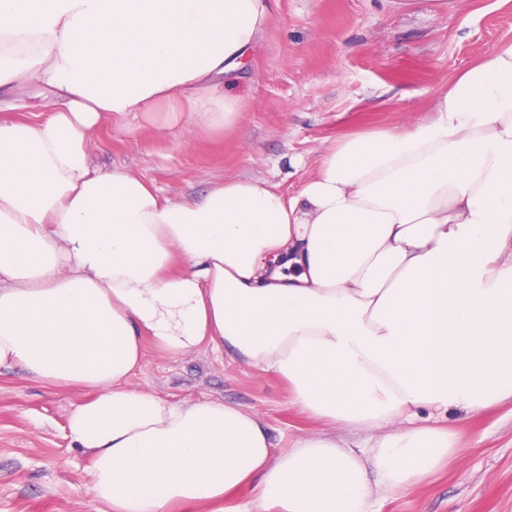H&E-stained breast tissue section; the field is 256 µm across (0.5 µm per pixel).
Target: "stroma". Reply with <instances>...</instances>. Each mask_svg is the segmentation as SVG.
<instances>
[{
    "label": "stroma",
    "mask_w": 512,
    "mask_h": 512,
    "mask_svg": "<svg viewBox=\"0 0 512 512\" xmlns=\"http://www.w3.org/2000/svg\"><path fill=\"white\" fill-rule=\"evenodd\" d=\"M509 38L512 0H277L234 88L247 105L230 129L169 128L157 112L107 124L91 155L174 198L229 177L293 193L334 140L426 119L442 85ZM52 102L16 83L0 97V120L49 112ZM131 384L174 404L258 413L278 453L332 432L292 404L283 377L206 345L172 356L145 341ZM92 396L0 368V512H103L88 454L65 437L70 411ZM430 423L453 435L458 457L414 488L375 496L376 512H512V399L478 415L452 406Z\"/></svg>",
    "instance_id": "stroma-1"
}]
</instances>
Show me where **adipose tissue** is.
I'll return each instance as SVG.
<instances>
[{
  "label": "adipose tissue",
  "instance_id": "adipose-tissue-1",
  "mask_svg": "<svg viewBox=\"0 0 512 512\" xmlns=\"http://www.w3.org/2000/svg\"><path fill=\"white\" fill-rule=\"evenodd\" d=\"M273 0H0V87L55 90L0 121V367L93 389L66 436L105 512H372L453 460L419 410L512 398V39L432 118L332 143L294 194L217 182L176 200L104 171L103 125L162 110L222 130ZM275 372L302 411L371 432L275 454L262 416L131 387L142 341ZM248 502L225 506L243 484Z\"/></svg>",
  "mask_w": 512,
  "mask_h": 512
}]
</instances>
